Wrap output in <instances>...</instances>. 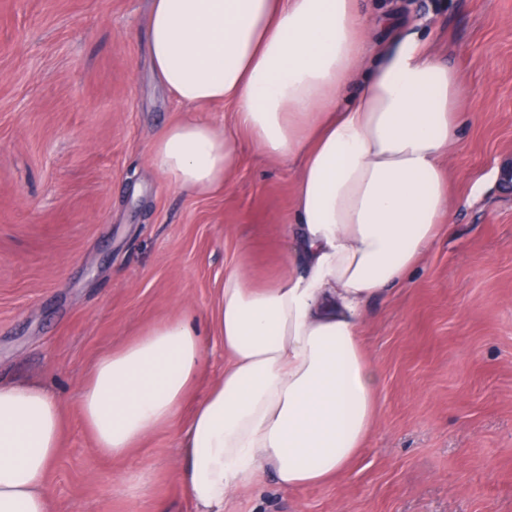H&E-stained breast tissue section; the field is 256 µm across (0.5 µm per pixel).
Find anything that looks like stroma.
<instances>
[{
	"mask_svg": "<svg viewBox=\"0 0 512 512\" xmlns=\"http://www.w3.org/2000/svg\"><path fill=\"white\" fill-rule=\"evenodd\" d=\"M458 73L462 133L444 160L449 221L361 329L375 424L336 480L234 490L224 512H512V0H361ZM149 0H0V382L67 411L51 512H195L179 439L229 362L202 341L173 422L119 460L94 451L79 394L95 362L163 318L207 321L233 269L288 273L297 164L239 139L223 188L176 187L153 142L188 112L157 80Z\"/></svg>",
	"mask_w": 512,
	"mask_h": 512,
	"instance_id": "1",
	"label": "stroma"
}]
</instances>
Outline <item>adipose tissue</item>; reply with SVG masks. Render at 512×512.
<instances>
[{
	"label": "adipose tissue",
	"instance_id": "ef3b65f1",
	"mask_svg": "<svg viewBox=\"0 0 512 512\" xmlns=\"http://www.w3.org/2000/svg\"><path fill=\"white\" fill-rule=\"evenodd\" d=\"M358 0H151L148 47L182 104L229 102L233 124L188 117L154 143L175 185L221 189L238 133L300 160L286 277L252 287L231 271L208 328L164 319L102 356L79 397L94 450L121 458L168 426L213 332L223 380L180 438L196 512L272 478L297 489L335 479L363 448L375 377L363 313L419 261L448 218L442 160L460 137L461 89L412 33L381 48ZM62 402L38 383H0V512H50L45 489L65 444Z\"/></svg>",
	"mask_w": 512,
	"mask_h": 512
}]
</instances>
